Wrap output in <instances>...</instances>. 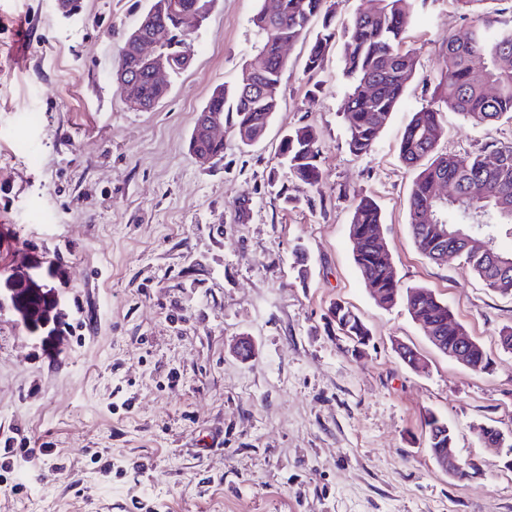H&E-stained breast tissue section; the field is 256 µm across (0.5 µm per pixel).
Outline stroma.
Instances as JSON below:
<instances>
[{
    "label": "stroma",
    "instance_id": "stroma-1",
    "mask_svg": "<svg viewBox=\"0 0 512 512\" xmlns=\"http://www.w3.org/2000/svg\"><path fill=\"white\" fill-rule=\"evenodd\" d=\"M149 4L82 0L68 18L57 0H0V439L18 431L53 448L21 472L24 495L0 485V512H512L505 451L474 432L512 431V353L499 345L512 297L462 258L420 254L398 158L449 33L469 24L455 0H426L409 26L416 74L371 154L346 144L341 45L311 75L299 41L263 138L245 147L225 132L205 168L189 151L196 115L253 54L260 0H216L188 41L190 66L138 112L112 73ZM442 122L444 151L512 139V123ZM303 124L320 135L322 177L310 199L287 202L279 145ZM363 196L382 209L402 285L447 302L491 372L434 350L403 302L378 305L348 233ZM338 302L371 331L362 353L329 318ZM398 341L425 371L397 357ZM430 413L478 474L440 469Z\"/></svg>",
    "mask_w": 512,
    "mask_h": 512
}]
</instances>
